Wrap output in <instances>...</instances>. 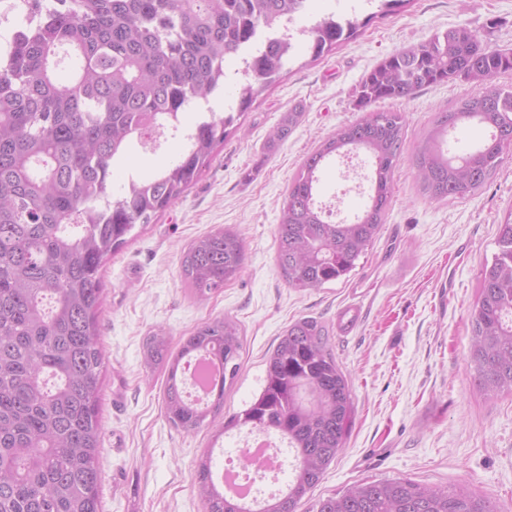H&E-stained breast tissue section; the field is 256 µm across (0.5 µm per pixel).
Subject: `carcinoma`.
<instances>
[{"label": "carcinoma", "instance_id": "carcinoma-1", "mask_svg": "<svg viewBox=\"0 0 512 512\" xmlns=\"http://www.w3.org/2000/svg\"><path fill=\"white\" fill-rule=\"evenodd\" d=\"M24 21L0 55V512H101L99 410L106 358L100 342L101 270L138 225L152 223L211 166L266 89L289 72L294 42L286 24L309 0H19ZM410 0H377L363 18L331 13L310 30L314 61L356 38ZM242 64L234 106L184 127V114L224 85V66ZM512 49L482 45L466 27L438 32L385 57L359 84L366 109L413 99L455 78L476 89L437 112L413 166L435 201L480 190L512 141ZM302 117L288 109L272 140ZM476 120L491 135L470 152L444 148L449 130ZM405 116L376 109L339 127L299 166L277 225V266L289 287L320 288L347 276L386 221ZM186 130L180 157L146 180H129L109 199L112 172L138 144L157 150ZM366 152L373 163L369 203L336 223L318 205V173L333 157ZM498 251L484 266L471 313L469 363L486 398L512 395V212L499 225ZM241 234L219 228L195 239L180 260L181 282L207 299L236 280ZM330 330L302 318L284 330L267 360L258 397L224 417L235 429L287 441L293 477L285 491L244 500L201 458L193 483L205 512H296L345 447L352 389L329 346ZM242 328L226 315L206 321L171 350L163 329L143 340L144 367L166 373L164 413L193 432L224 412V390L240 370ZM204 353L221 368L206 403L184 395L183 364ZM316 512H497L469 488L407 479L365 482L322 498Z\"/></svg>", "mask_w": 512, "mask_h": 512}]
</instances>
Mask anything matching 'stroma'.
Listing matches in <instances>:
<instances>
[{
    "label": "stroma",
    "instance_id": "obj_1",
    "mask_svg": "<svg viewBox=\"0 0 512 512\" xmlns=\"http://www.w3.org/2000/svg\"><path fill=\"white\" fill-rule=\"evenodd\" d=\"M351 7L352 0H312L294 20L299 33L291 73L261 95L243 129L228 137L186 196L152 224L136 227L103 269L102 512H205L192 480L197 461L210 450L223 465L241 446L231 435L214 449L210 430L172 426L163 411L165 376L144 367L141 349L157 328L177 346L202 322L224 315L243 330L241 369L224 393L225 413L244 410L259 395L268 356L288 325L304 317L329 327L330 346L352 386L346 445L297 512H314L318 499L352 484L395 478L451 489L464 484L499 512H512V396L484 400L468 363L482 269L512 211V150L481 191L450 202L424 195L412 165L436 113L474 83L456 79L427 87L400 104L406 137L387 219L346 278L313 290L289 288L277 267L275 239L281 197L301 162L338 127L362 118L356 100L363 75L386 56L456 27L476 31L489 46L512 48V0H412L309 62L305 29ZM296 105L303 109L300 123L267 149L269 132ZM184 147L176 136L154 153L132 149L113 173L111 197L121 195L129 178L176 161ZM346 166L371 174L365 154L333 159L319 174L318 198H339L352 217L370 189H350L341 176ZM222 226L242 234L244 270L200 302L181 283L180 256ZM352 302L360 304L361 319L345 334L336 313Z\"/></svg>",
    "mask_w": 512,
    "mask_h": 512
}]
</instances>
